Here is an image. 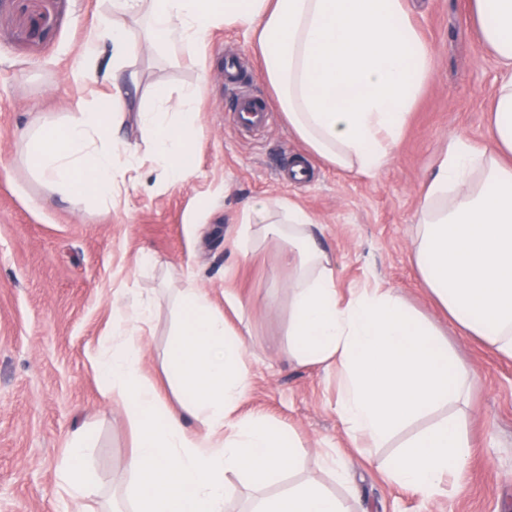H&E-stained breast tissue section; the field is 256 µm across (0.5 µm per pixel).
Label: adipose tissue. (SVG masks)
I'll return each mask as SVG.
<instances>
[{"label": "adipose tissue", "mask_w": 512, "mask_h": 512, "mask_svg": "<svg viewBox=\"0 0 512 512\" xmlns=\"http://www.w3.org/2000/svg\"><path fill=\"white\" fill-rule=\"evenodd\" d=\"M479 44L512 68V0H469ZM249 34L260 73L307 151L341 171L373 174L388 161L430 70V52L407 0H112L85 57L112 44V92L77 106L55 126L23 131L29 163L47 185L70 198L111 205L120 177L139 163L126 143L120 78L141 44L179 56L216 25ZM201 90L153 93L141 112L158 167L173 184L195 172V102ZM267 202L244 212L232 241L242 254L260 242L283 245L294 271L288 342L299 365L335 367L337 413L356 443L381 448L409 423L465 400L470 377L453 369L447 343L410 312L393 289L376 283L341 297L336 268L310 215L297 203ZM414 263L425 286L466 334L512 358V78L499 86L486 145L452 138L419 209ZM177 322L164 370L180 401L169 407L142 371L136 332L153 304L125 293L113 304V334L94 359L104 397H119L136 432L128 467L135 474L120 497L133 512H225L236 493L229 477L245 475L251 512H349L345 500L302 481L267 493L274 475L292 471L302 445L256 416L239 417L248 388L246 336L216 310L211 296L176 291ZM203 427L193 434L186 418ZM462 427L440 422L407 441L389 477L424 499L467 464ZM78 442L65 458L60 485L73 500L99 489L101 478Z\"/></svg>", "instance_id": "1"}]
</instances>
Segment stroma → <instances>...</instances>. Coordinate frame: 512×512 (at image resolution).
<instances>
[{
    "instance_id": "stroma-1",
    "label": "stroma",
    "mask_w": 512,
    "mask_h": 512,
    "mask_svg": "<svg viewBox=\"0 0 512 512\" xmlns=\"http://www.w3.org/2000/svg\"><path fill=\"white\" fill-rule=\"evenodd\" d=\"M407 6L431 68L398 145L374 176L316 160L304 183L284 182L304 148L273 103L249 37L220 25L179 59L145 44L131 61L138 86L123 130L141 163L125 172L106 210L53 193L29 167L20 137L32 122L59 124L75 101L93 106L110 93L103 74L111 46L89 64L87 82L72 78L105 0H0V512H66L58 473L78 437L87 438L86 460L102 477L86 512H101L113 488L128 483L133 429L121 400L102 395L91 358L112 330L113 300L131 290L156 305L137 343L144 374L159 378L175 290L187 280L216 305L228 288L243 302L249 384L239 413L297 435L305 452L292 481L355 494L359 512H512V360L460 333L412 263L417 211L437 160L456 136L486 144L491 103L508 74L479 45L468 0ZM195 85L202 88L197 173L171 185L139 114L155 87L176 95ZM244 94L268 103L267 127L241 123L235 102ZM288 198L318 224L341 294L382 282L442 332L455 362L475 376L467 402L420 418L387 447L353 445L336 414V369L296 366L277 352L287 340L291 278L282 245L244 256L229 242L252 202L274 207ZM447 419L464 426L468 464L424 500L386 468L407 439ZM328 455L345 467L346 485L326 469Z\"/></svg>"
}]
</instances>
